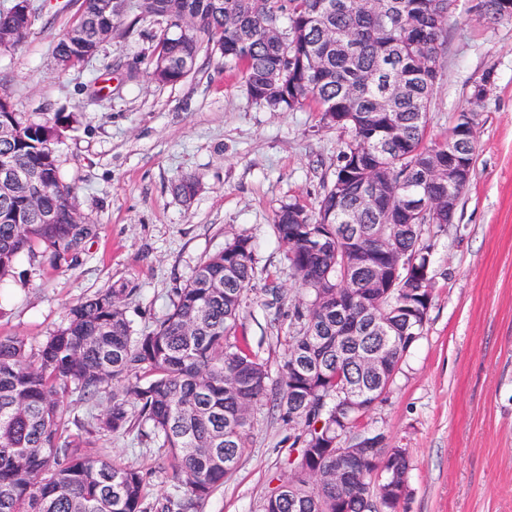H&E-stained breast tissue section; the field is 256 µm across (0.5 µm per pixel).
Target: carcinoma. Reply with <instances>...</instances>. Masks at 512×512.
Segmentation results:
<instances>
[{
    "instance_id": "carcinoma-1",
    "label": "carcinoma",
    "mask_w": 512,
    "mask_h": 512,
    "mask_svg": "<svg viewBox=\"0 0 512 512\" xmlns=\"http://www.w3.org/2000/svg\"><path fill=\"white\" fill-rule=\"evenodd\" d=\"M102 1L112 2L81 0L54 47L61 68L95 57L105 34H120L125 21L151 18L164 24L149 72L156 83L185 80L205 44L224 64L242 66L254 101L274 112L313 103L321 120L352 139L316 212L290 202L274 216L305 296L293 308L299 329L285 338L277 376L237 336L255 279L253 244L243 235L201 261L148 330L132 329L124 300L134 289L123 282L72 305L35 351L21 336L0 335V512H196L237 468L254 411L264 407L301 430L302 450L262 512H396L408 487L405 449L388 447L363 419L390 391L432 304L424 234L448 224V186L434 182L430 164L448 156V142L427 146L425 137L448 0H136L132 11L118 2L107 12ZM33 21L0 9V50L18 49ZM72 120L64 112L25 118L0 94V168L37 176L35 185L24 179L0 191V281L22 256L72 269L97 236L98 225L73 223L75 189L59 175L55 143ZM173 190L189 203L199 179L182 176ZM368 190L398 203L360 210ZM426 195L439 202L408 216L407 205ZM49 212L53 224L43 220ZM340 325L356 336L336 341ZM381 348L387 363L371 375L356 356ZM347 386L364 400L336 399ZM67 392L87 404L106 393L108 406L87 422L72 419ZM134 428L167 452L172 492L154 503L146 498L152 472L83 450L85 434ZM342 435L375 449L338 459ZM338 469L364 479L339 486ZM379 470L397 479L372 480Z\"/></svg>"
}]
</instances>
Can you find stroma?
<instances>
[{
	"label": "stroma",
	"instance_id": "stroma-1",
	"mask_svg": "<svg viewBox=\"0 0 512 512\" xmlns=\"http://www.w3.org/2000/svg\"><path fill=\"white\" fill-rule=\"evenodd\" d=\"M32 5L25 43L0 51V92L35 119L74 113L56 147L59 172L99 231L73 269L19 259L0 283V334L38 348L70 305L120 282L135 289L125 301L128 319L146 329L199 262L241 234L252 239L257 272L245 334L278 368L299 293L274 215L288 202L314 206L350 132L324 125L311 104L271 111L251 99L241 71L206 51L181 83L151 82L161 27L149 20L60 71L53 48L79 2ZM472 5L456 0L448 15L425 142L444 141L470 109L474 85L490 80L473 172L453 224L428 236L436 285L424 333L386 400L364 419L389 447L406 451L408 492L398 512H512V23L485 19ZM182 174L201 184L188 206L172 191ZM272 286L284 311L275 323L262 308ZM253 426L236 471L197 512H261L293 474L297 431L265 409ZM88 451L152 470L149 500L170 487L165 449L135 433L94 436Z\"/></svg>",
	"mask_w": 512,
	"mask_h": 512
}]
</instances>
